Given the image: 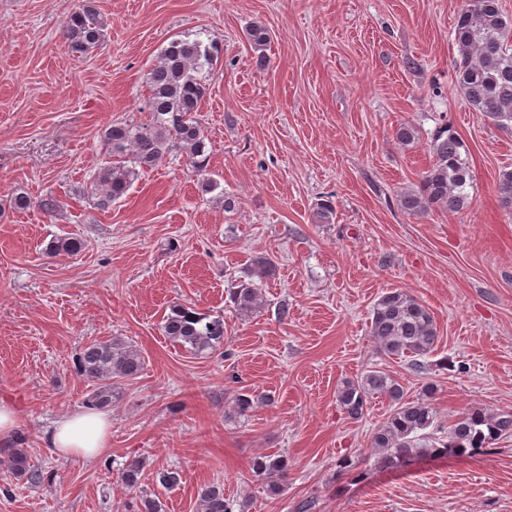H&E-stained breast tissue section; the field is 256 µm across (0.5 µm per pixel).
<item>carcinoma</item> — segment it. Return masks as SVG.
Here are the masks:
<instances>
[{"label":"carcinoma","instance_id":"carcinoma-1","mask_svg":"<svg viewBox=\"0 0 512 512\" xmlns=\"http://www.w3.org/2000/svg\"><path fill=\"white\" fill-rule=\"evenodd\" d=\"M73 53L87 54L105 38V23L94 0H81L69 16L63 31ZM512 18L503 14L498 0H464L454 24V41L459 61L457 85L473 110L501 128L512 127ZM247 38L259 67L266 65L264 51L270 43L268 30L253 24ZM223 47L216 41L177 37L162 48L158 59L146 74L149 119L144 123L112 122L102 138L109 161L102 165L91 182V193L101 208L123 197L140 172L153 168L174 148L185 153L189 166L202 175L201 194L219 189L220 182L204 176L209 165L206 136L196 117L208 94L207 75L216 65ZM430 149L432 162L422 173L419 187L400 195V207L407 213L420 215L432 207L450 213L462 210L468 203L467 186L472 180L471 163L461 139L443 123L436 128ZM496 193L499 202L512 201V171L500 174ZM84 242L76 237L60 238L50 246L55 254L76 255ZM276 274V266L266 257L252 262L250 275L267 280ZM229 300L241 316L261 312L264 297L253 282L240 283L228 290ZM371 335L382 351L398 359L417 358L432 353L438 343V328L431 312L414 296L392 290L376 301L371 312ZM163 332L171 342L190 353L215 351L224 347V319L202 313L194 307L175 305L164 316ZM144 368L140 351L118 338L93 340L77 354L76 370L92 386L88 405L104 409L112 405L114 382L133 380ZM434 385H428L423 396L406 398L404 386L389 374L373 370L356 381H348L338 391L337 401L352 419L360 418L368 399L381 394L395 407L375 429L371 448L384 465L391 469L404 467L411 459L427 455L475 453L495 442L512 437V414L468 408L448 423V432L435 437L436 412L432 398ZM24 438L16 436L8 464L13 475L30 481L40 479L31 469ZM145 462L133 458L125 463L120 481L136 492L140 488ZM257 476L266 480L271 491L280 489L288 474V462L282 455H266L253 461ZM201 512H233V501L224 496V485L204 483L197 489Z\"/></svg>","mask_w":512,"mask_h":512}]
</instances>
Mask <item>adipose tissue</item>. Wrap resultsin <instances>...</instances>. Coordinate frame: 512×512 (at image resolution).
I'll use <instances>...</instances> for the list:
<instances>
[{"instance_id": "adipose-tissue-1", "label": "adipose tissue", "mask_w": 512, "mask_h": 512, "mask_svg": "<svg viewBox=\"0 0 512 512\" xmlns=\"http://www.w3.org/2000/svg\"><path fill=\"white\" fill-rule=\"evenodd\" d=\"M111 437L109 414L88 408L61 416L45 431L43 439L59 457L92 459L109 450Z\"/></svg>"}]
</instances>
